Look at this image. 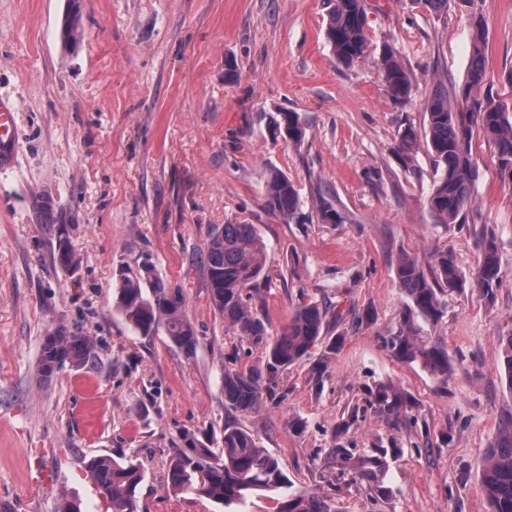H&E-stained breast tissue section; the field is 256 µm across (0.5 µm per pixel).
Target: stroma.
<instances>
[{
	"label": "stroma",
	"mask_w": 512,
	"mask_h": 512,
	"mask_svg": "<svg viewBox=\"0 0 512 512\" xmlns=\"http://www.w3.org/2000/svg\"><path fill=\"white\" fill-rule=\"evenodd\" d=\"M68 0H0V96L18 103L19 155L0 170V512H56L61 495L82 512H108L85 463L123 455L141 463L139 512H223L163 489L183 434L216 448L224 432V369L264 349L235 337L210 304L198 257L212 226L255 225L272 278L251 304L278 335L301 302L340 311L323 346L284 374L278 402L241 415L276 456L294 489L327 496L334 512H489L479 486L485 448L512 402L499 358L512 335V180L474 134L473 214L437 223L427 199L438 175L426 149L411 168L393 152L403 124H424L437 88L461 90L471 23L485 26L480 96L512 105V0H364L373 52L391 45L411 77L401 105L372 61L337 64L325 38L328 0H82L84 39L63 46ZM236 61L238 78L224 68ZM298 113L305 140L273 139L271 121ZM285 173L300 203L292 219L263 208L269 169ZM51 192L71 214L79 263L56 266L31 199ZM344 220L317 219L321 199ZM493 240L503 282L494 302L468 287L447 295L420 339L446 346L440 383L384 348L406 302L394 267L401 253L429 260L452 250L471 278ZM150 260L178 283L199 343L185 356L166 336L136 335L116 308L119 270ZM82 326L94 363L64 367L50 384L36 369L45 337ZM412 397L402 423L379 417L369 387ZM359 406L356 420L347 409ZM301 421L294 429L292 421ZM398 452L383 492L324 468L334 439Z\"/></svg>",
	"instance_id": "stroma-1"
}]
</instances>
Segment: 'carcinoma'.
<instances>
[{
  "mask_svg": "<svg viewBox=\"0 0 512 512\" xmlns=\"http://www.w3.org/2000/svg\"><path fill=\"white\" fill-rule=\"evenodd\" d=\"M363 0H333L325 35L336 62L351 67L369 55L364 28ZM61 41L70 46L82 37L81 0H68V10L60 29ZM377 64L386 91L399 104L411 97V79L389 45L381 50ZM485 77L484 32L481 21L474 23L473 50L466 80L459 98L448 90H439L424 103V131L411 123L399 131L395 151L405 168L412 166L416 148L423 143L440 177L428 198V206L439 224H457L472 207V186L476 168L470 145L474 130H480L492 142L500 169L512 178V111L493 99H480L473 92L481 89ZM288 124V143L298 146L304 129L295 112L280 113L278 124ZM299 194L283 172H268L263 208L270 214L291 218L296 213ZM37 221L49 234L61 241L62 229L69 224L67 211L49 192L33 198ZM318 219L338 224L342 217L336 207L323 199ZM483 257L473 278L485 299H495L501 287V265L494 241L485 240ZM210 303L240 341L264 346V356L255 365L224 369V406L234 412L248 413L260 407L264 396L277 398L276 387L282 375L310 355V349L325 344L328 353H336L342 337H327L331 326L342 319L320 305L301 303L288 326L277 336L268 335L264 320L249 305L250 289L261 279H270L263 243L253 224H218L212 228L200 254ZM399 288L407 297L400 313L398 330L384 338L392 355L401 361L421 364L442 384L448 383L451 363L448 349L418 339L416 321L438 322L446 310L443 296L463 288L454 254L441 249L432 255L429 271L415 256L403 254L395 264ZM117 307L132 329L141 336L162 334L186 356L194 354L198 336L186 313L182 288L163 278L154 264L145 261L137 268L119 271ZM501 356L505 381L512 394V336L502 341ZM96 358V343L78 327L61 326L46 336L38 374L48 383L64 367L81 368ZM369 405L387 421L408 417V394L383 384L369 391ZM222 453L197 446L186 437L182 447L170 458L164 479L165 491L175 497L205 498L224 506V512H239L238 506L257 491L279 496L277 512H335L320 494L294 490L278 459L261 447L254 435L234 421L224 422ZM216 463L211 464L209 460ZM323 466L351 474V480L377 484L387 466V449L371 452L337 443L325 450ZM90 473L100 496L112 512H138L136 491L144 479L140 465L125 457L108 455L89 459ZM480 488L490 512H512V406L502 411L500 422L482 458Z\"/></svg>",
  "mask_w": 512,
  "mask_h": 512,
  "instance_id": "carcinoma-1",
  "label": "carcinoma"
}]
</instances>
